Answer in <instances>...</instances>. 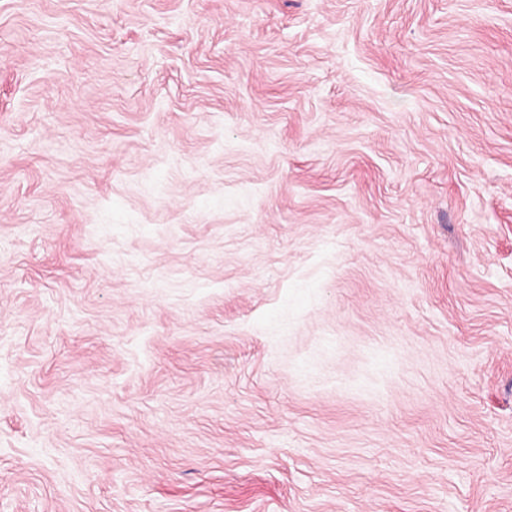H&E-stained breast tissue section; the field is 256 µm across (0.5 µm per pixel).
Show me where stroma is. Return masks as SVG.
<instances>
[{
    "label": "stroma",
    "mask_w": 512,
    "mask_h": 512,
    "mask_svg": "<svg viewBox=\"0 0 512 512\" xmlns=\"http://www.w3.org/2000/svg\"><path fill=\"white\" fill-rule=\"evenodd\" d=\"M0 512H512V0H0Z\"/></svg>",
    "instance_id": "obj_1"
}]
</instances>
